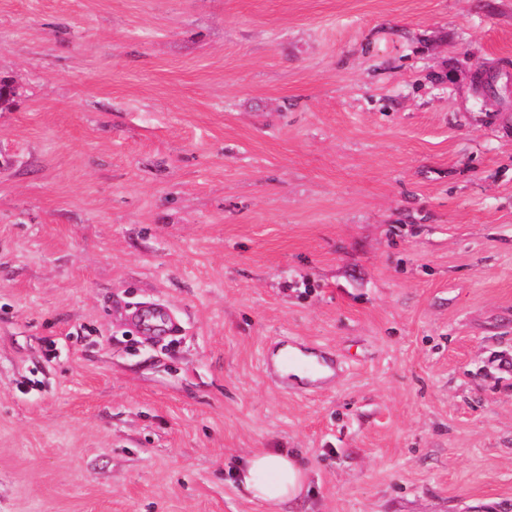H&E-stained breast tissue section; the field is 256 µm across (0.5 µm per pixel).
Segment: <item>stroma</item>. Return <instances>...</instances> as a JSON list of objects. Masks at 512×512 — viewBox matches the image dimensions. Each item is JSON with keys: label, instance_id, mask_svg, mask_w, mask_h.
I'll list each match as a JSON object with an SVG mask.
<instances>
[{"label": "stroma", "instance_id": "35a3bbf8", "mask_svg": "<svg viewBox=\"0 0 512 512\" xmlns=\"http://www.w3.org/2000/svg\"><path fill=\"white\" fill-rule=\"evenodd\" d=\"M0 77V512H512V0H0ZM137 320L149 332L158 336L176 335L180 331L179 323L161 308L140 311ZM316 362L312 363H303L297 357L292 355L290 351L283 350L276 354V357L273 361H266V369L268 373L275 378L279 376L291 377L292 375L287 373V370L294 363L301 362L304 367L307 369L308 376L304 378V375L301 373H293V377H297L299 379H303V384H312L317 383L323 379V377L329 371H333V362L327 356L323 354H316ZM243 494L258 504L281 508L307 490L306 469L295 454L256 452L238 473Z\"/></svg>", "mask_w": 512, "mask_h": 512}]
</instances>
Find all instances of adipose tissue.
Returning <instances> with one entry per match:
<instances>
[{
    "label": "adipose tissue",
    "instance_id": "adipose-tissue-1",
    "mask_svg": "<svg viewBox=\"0 0 512 512\" xmlns=\"http://www.w3.org/2000/svg\"><path fill=\"white\" fill-rule=\"evenodd\" d=\"M239 484L250 501L279 508L305 494L307 473L295 454L257 452L240 471Z\"/></svg>",
    "mask_w": 512,
    "mask_h": 512
}]
</instances>
